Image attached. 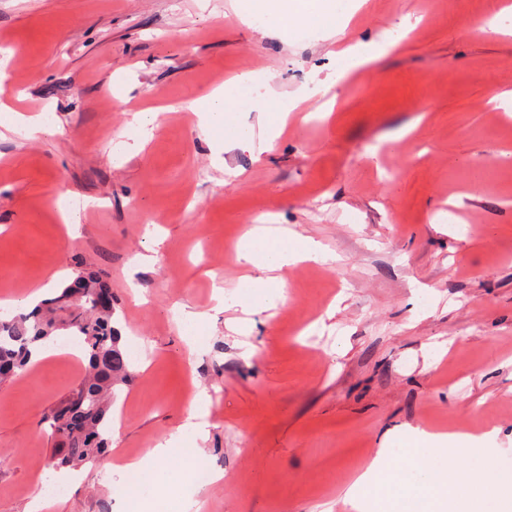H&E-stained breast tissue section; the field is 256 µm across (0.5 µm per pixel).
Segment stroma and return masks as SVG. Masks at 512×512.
Instances as JSON below:
<instances>
[{"mask_svg":"<svg viewBox=\"0 0 512 512\" xmlns=\"http://www.w3.org/2000/svg\"><path fill=\"white\" fill-rule=\"evenodd\" d=\"M243 2L0 0V125L53 116L0 138V301L103 277L123 347L147 345L112 406L111 454L145 456L198 404L208 438L183 435L164 466L199 512H347L376 449L415 428L496 429L495 466L512 471V116L493 102L512 89V0H346L353 40L392 46L325 93L335 39L243 24ZM241 73L261 78L234 112L255 135L267 90L313 92L262 153L224 151L190 109ZM146 109L142 143L126 124ZM66 199L81 207L64 224ZM258 222L337 260L289 267L283 299L247 314L236 245ZM173 310L205 313L200 342ZM86 367L53 347L0 385V512L44 498L43 413ZM187 453L221 480L198 487ZM76 470L44 512H123V475Z\"/></svg>","mask_w":512,"mask_h":512,"instance_id":"stroma-1","label":"stroma"}]
</instances>
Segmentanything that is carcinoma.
Instances as JSON below:
<instances>
[{
  "label": "carcinoma",
  "mask_w": 512,
  "mask_h": 512,
  "mask_svg": "<svg viewBox=\"0 0 512 512\" xmlns=\"http://www.w3.org/2000/svg\"><path fill=\"white\" fill-rule=\"evenodd\" d=\"M108 292L101 276L80 272L32 311L0 319V383L24 370L33 347L59 331L77 337L88 358L86 376L44 417L58 442L49 461L56 469L94 462L107 451L116 390L133 376L115 310L97 303Z\"/></svg>",
  "instance_id": "carcinoma-1"
}]
</instances>
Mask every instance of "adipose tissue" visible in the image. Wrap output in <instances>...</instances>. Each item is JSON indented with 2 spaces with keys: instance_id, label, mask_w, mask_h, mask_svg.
Here are the masks:
<instances>
[{
  "instance_id": "obj_1",
  "label": "adipose tissue",
  "mask_w": 512,
  "mask_h": 512,
  "mask_svg": "<svg viewBox=\"0 0 512 512\" xmlns=\"http://www.w3.org/2000/svg\"><path fill=\"white\" fill-rule=\"evenodd\" d=\"M245 23L265 22L281 24L294 21L317 30L326 37L344 39L348 21L336 10L335 0H320L319 4L307 12H299L293 0H245L243 5ZM248 77H239L216 88L211 94L196 100L192 109L199 119V127L204 134L220 130L224 133V148L232 150L265 151L279 136L290 112L300 106L299 100L283 102L275 94H268L260 111L264 135L260 139L244 136L234 123L231 110L241 103ZM238 255L240 260L257 269L258 277H246L245 283L256 289L260 295L259 307L274 302L282 292L284 282L276 278L275 270L301 261H328L331 253L320 243L288 233L275 235L268 225H255L242 239Z\"/></svg>"
}]
</instances>
